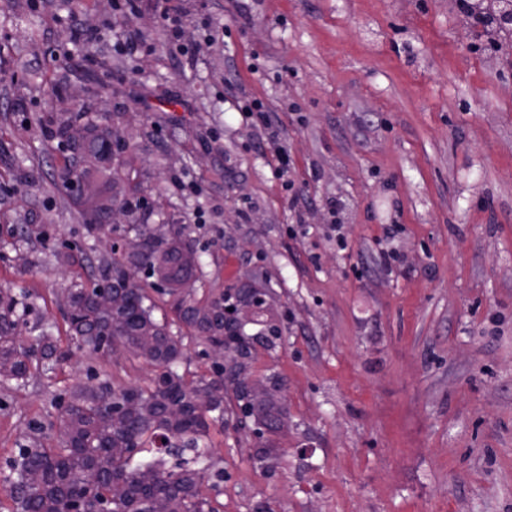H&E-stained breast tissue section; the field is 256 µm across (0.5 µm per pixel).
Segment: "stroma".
<instances>
[{
	"label": "stroma",
	"mask_w": 512,
	"mask_h": 512,
	"mask_svg": "<svg viewBox=\"0 0 512 512\" xmlns=\"http://www.w3.org/2000/svg\"><path fill=\"white\" fill-rule=\"evenodd\" d=\"M71 6L0 0V288L71 353L0 381V473L29 436L58 447L64 391L155 375L76 350L63 317L96 237L40 118L106 109L148 202L135 223L190 225L202 288L267 289L285 318L250 372L279 375L288 423L260 463L225 395L224 479L202 486L219 512H512V35L476 50L451 0H185L187 67L150 7L128 20L80 0L102 41L45 57ZM132 29L155 45L133 61L107 42ZM252 99L268 124L245 116Z\"/></svg>",
	"instance_id": "obj_1"
}]
</instances>
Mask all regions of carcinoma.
Instances as JSON below:
<instances>
[{
    "label": "carcinoma",
    "instance_id": "1",
    "mask_svg": "<svg viewBox=\"0 0 512 512\" xmlns=\"http://www.w3.org/2000/svg\"><path fill=\"white\" fill-rule=\"evenodd\" d=\"M482 2L461 5L475 28L493 19L482 10ZM81 120V114L67 112L45 119L51 137L73 154L59 174L63 188L80 202L79 165L94 167L122 193V209L134 215L146 199L110 166L112 153L105 151L112 145L109 127L88 121L82 140L73 143L66 137V129ZM101 210L98 204L83 210L87 231H116L101 222ZM123 231L147 239V249L135 256L114 249L89 261L93 287L74 283L63 296L68 331L80 348L107 356L110 349L123 347L160 372L147 389L72 388L60 407V447L43 448L32 438L7 463L5 481L15 512H97L102 504L112 512H152L157 500L165 502L167 512H216L201 487L211 468L210 430L224 423V366L215 358L210 377L184 381L178 372L183 337L172 331L167 318L155 317L151 292L168 297L178 322L197 332L206 354L226 349L237 353V373L244 380L250 379L255 346L274 351L283 338V322L265 318L266 292L259 288H224L203 304L183 294V283L202 278L189 225L172 224L161 239L153 237L150 224H128ZM112 287L127 288L129 306L107 310L97 305L99 291ZM239 305L251 308L259 326L256 333L241 336L224 326V308ZM32 313L15 293L0 289V380L18 386L28 383L32 361L48 374L63 357L42 323L34 345H21L17 327ZM279 391L280 381L273 375L262 389L234 393L239 412L255 418L261 436L276 426L282 413Z\"/></svg>",
    "mask_w": 512,
    "mask_h": 512
}]
</instances>
